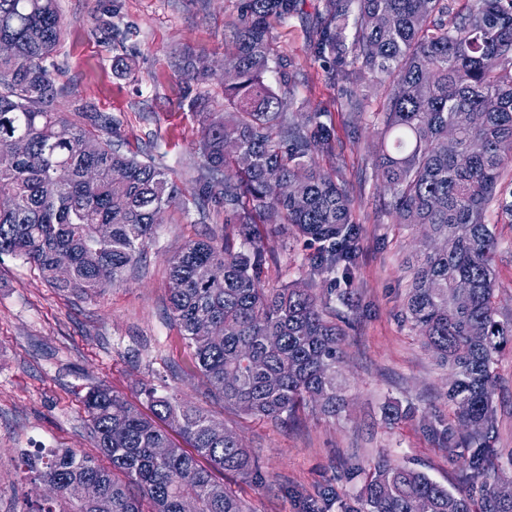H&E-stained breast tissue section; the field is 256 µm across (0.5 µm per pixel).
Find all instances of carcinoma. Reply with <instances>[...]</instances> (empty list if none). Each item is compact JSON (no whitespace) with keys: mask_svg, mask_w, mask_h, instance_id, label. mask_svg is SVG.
I'll list each match as a JSON object with an SVG mask.
<instances>
[{"mask_svg":"<svg viewBox=\"0 0 512 512\" xmlns=\"http://www.w3.org/2000/svg\"><path fill=\"white\" fill-rule=\"evenodd\" d=\"M321 0L313 53L329 59L331 82L353 85L341 107L359 116L368 80L385 89L372 115L381 139L375 167L387 188L379 209L392 224L425 227L432 250L411 269L406 319L448 365V407L454 424L433 434L467 464L464 489L450 490L423 471L383 458L341 512H512V487L490 481L499 456L495 365L512 344V318L495 302L498 241L485 223L495 204L512 219V191L502 186L512 160V0ZM300 0H240L233 49L224 57L222 112L199 113V200L224 203V221L237 226L239 245L216 232L188 244L171 261L169 311L193 350L208 391L259 420L286 421L311 405L336 414L345 405L339 373L349 322L330 306L336 275L347 279L359 258V228L341 170L322 173L314 156L332 149L324 110L302 111L282 73L273 90L265 75L280 68L271 56L269 21L298 14ZM61 37L57 0H0V255L35 265L58 290L92 298L123 282L154 239L163 214L182 196L154 158L139 159L102 137L112 116L67 101L76 119L56 111L64 97L45 61ZM205 80L185 57L173 61ZM18 136L27 151L14 150ZM92 140L97 151L87 153ZM231 143L234 149L225 151ZM112 235L101 238L97 227ZM287 224L313 251L310 281L266 290L272 260L261 227ZM70 256L72 278L55 275L53 255ZM319 277L328 287L314 288ZM205 319L211 336H198ZM276 336L270 344L266 337ZM149 413L107 387L84 399L97 455L72 448L24 454L25 478L55 482L52 498L29 500L23 512H249L215 473L261 479L255 456L235 432L209 429L213 417L172 395L144 389ZM175 429L191 447L175 444ZM165 448L158 455L155 449ZM104 458L107 464L99 462ZM91 481L101 498L69 495Z\"/></svg>","mask_w":512,"mask_h":512,"instance_id":"carcinoma-1","label":"carcinoma"}]
</instances>
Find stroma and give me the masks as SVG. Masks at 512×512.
Here are the masks:
<instances>
[{
  "instance_id": "obj_1",
  "label": "stroma",
  "mask_w": 512,
  "mask_h": 512,
  "mask_svg": "<svg viewBox=\"0 0 512 512\" xmlns=\"http://www.w3.org/2000/svg\"><path fill=\"white\" fill-rule=\"evenodd\" d=\"M239 0H58L62 37L51 61L58 86L97 111L112 115L114 139L129 150L153 155L167 177L183 189L168 209L145 258L125 280L94 299L59 292L32 264L0 256V512H22L39 487L21 473L19 450L72 448L93 452L92 424L82 399L106 385L139 404L142 384L200 406L236 432L261 465L263 483L225 477L251 512H303L305 501L332 488L352 498L379 456L426 472L440 484L463 487L466 467L451 461L432 429L448 423V370L404 318L409 270L421 249V231L392 224L379 211L384 193L374 167L378 136L370 115L340 106L342 87L330 83L313 57L310 37L321 23L319 0H302L288 22H272L275 57L287 60L291 92L304 108H324L335 133L330 152L318 154L322 172L341 169L361 232L352 301L342 307L353 326L344 340L341 374L348 405L334 417L305 408L284 424L257 420L225 408L201 383L192 351L169 317V266L188 243L211 230L234 235L224 206L198 205L195 178L201 126L187 89L204 95L211 111L224 109V54L231 46ZM114 15L125 31L110 41L99 18ZM192 56L211 69L207 82L190 85L172 66ZM131 69L118 74L114 56ZM496 227L497 308L512 316V223L490 208ZM274 254L263 274L268 288L305 277L306 252L292 228L268 227ZM496 446L501 477L512 475V348L497 363ZM389 400L418 408L419 418L386 423L380 408ZM355 467L352 480L342 466Z\"/></svg>"
}]
</instances>
